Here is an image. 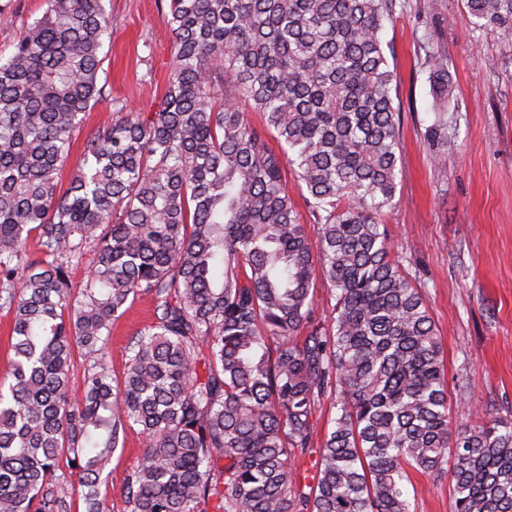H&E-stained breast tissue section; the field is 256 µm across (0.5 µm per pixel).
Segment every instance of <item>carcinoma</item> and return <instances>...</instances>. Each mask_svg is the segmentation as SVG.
Instances as JSON below:
<instances>
[{"instance_id": "1", "label": "carcinoma", "mask_w": 512, "mask_h": 512, "mask_svg": "<svg viewBox=\"0 0 512 512\" xmlns=\"http://www.w3.org/2000/svg\"><path fill=\"white\" fill-rule=\"evenodd\" d=\"M464 2L512 47V0ZM392 7L169 0L161 109L112 101L65 187L72 141L106 101L103 0H45L0 50V512H74V474L85 512H109L105 471L133 426L147 445L131 512H411L410 470L448 477L453 512H512V420L452 425L439 336L380 222L400 174ZM430 82L448 101L438 58ZM317 265L332 325L302 337ZM142 295L153 321L116 382L112 324ZM327 393L337 417L309 495L291 459ZM288 187L292 195L297 213L302 224L307 225V231L314 236L316 233V226L314 227L311 215L306 207L305 198L308 196L305 188H300L297 184L295 175L288 170Z\"/></svg>"}]
</instances>
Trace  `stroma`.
I'll use <instances>...</instances> for the list:
<instances>
[{"mask_svg":"<svg viewBox=\"0 0 512 512\" xmlns=\"http://www.w3.org/2000/svg\"><path fill=\"white\" fill-rule=\"evenodd\" d=\"M111 39L104 45L101 81L108 99L87 114L86 126L112 123V103L155 112L163 103L173 56L167 0H104ZM11 15L0 23L8 49L44 0H0ZM383 40L393 73V105L401 113L400 186L381 221L392 256L421 289L441 340L452 420L477 415L512 418V48L477 26L461 0H394ZM448 65L452 93L439 107L431 92L430 54ZM448 121V160L439 166L425 134ZM149 297H138L112 325L108 360L123 375L131 340L149 323ZM337 416L324 396L313 417L311 443L295 458L298 476H312L319 450ZM146 439L128 428L108 467L111 512H130L129 474ZM415 512H452L444 479L411 472L405 485Z\"/></svg>","mask_w":512,"mask_h":512,"instance_id":"35a3bbf8","label":"stroma"}]
</instances>
